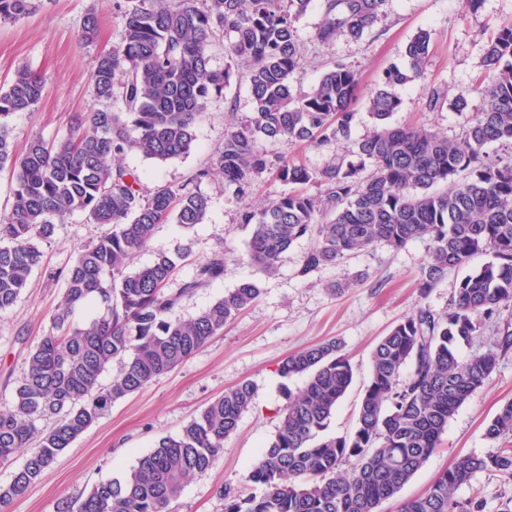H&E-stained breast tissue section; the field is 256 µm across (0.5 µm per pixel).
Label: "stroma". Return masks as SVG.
Here are the masks:
<instances>
[{"label": "stroma", "mask_w": 512, "mask_h": 512, "mask_svg": "<svg viewBox=\"0 0 512 512\" xmlns=\"http://www.w3.org/2000/svg\"><path fill=\"white\" fill-rule=\"evenodd\" d=\"M322 5V0H315L297 23L301 60L290 78L294 90L309 92L337 64L358 73L364 90H371L386 68L406 65L407 44L426 29L431 42L425 75L397 87L402 104L390 122L421 126L451 139L462 133L471 113L483 105L477 81L485 46L502 26L512 23V0H480L473 13L466 11L464 0H383L376 21L361 37L340 35L324 45L315 38ZM90 14L99 20L100 35L96 43L85 45L79 35ZM122 33L117 0H40L29 16L0 24V85L8 83L21 65L41 74L45 83L38 110L15 113L10 120L16 150H23L36 137L60 140L71 116L94 106L93 60L99 51L118 46ZM436 91L465 93L466 110L450 108L444 101L430 106ZM253 110L244 75L234 76L223 93L210 96L188 155L158 165L130 154L124 162L141 173L144 186L183 183L210 164L224 145L226 128ZM354 112L346 139L321 146L262 139L258 145L269 157L288 155L310 169H325L346 160L351 143L373 130L365 101H358ZM201 190L211 198L206 222L191 228L161 225L149 246L135 256L131 270L151 264L160 252L189 249L188 262L193 265L220 249L225 258L223 278L185 297L175 317L191 318L226 291L255 277L260 280L259 298L190 359L113 405L60 454L37 483L14 498L6 512H57L61 499L87 494L96 484L121 477L160 438L178 433L225 389L247 380L256 386L252 406L241 416L214 466L190 479L173 505L174 512H224L225 488L244 495L257 493L249 479L251 466L277 431L286 391H299L305 384L301 376H280L277 368L283 358L330 338L342 341L354 378L328 432L349 434L368 382L371 351L379 338L422 305L445 310L459 280L486 261L485 256H475L467 269L449 272L424 297L418 279L429 241L416 240L397 251L385 247L362 251L304 275L302 256L310 246L304 239L284 255L274 275L260 278L246 257L250 229L242 224L241 215L279 197L285 185L265 177L243 200L225 191L219 178L204 181ZM103 231L102 225L88 223L77 212L57 226L50 240L41 242L42 266L32 274L17 305L0 313V409L11 405L15 383L26 368V353L38 342L62 299L59 271ZM348 279L353 282L349 288L344 285ZM510 400L512 352L500 358L485 385L450 419L439 447L398 498L382 502L379 512H396L399 499L423 494L459 458L496 454L499 445L485 437V428ZM475 494L484 499L485 512H499L502 502L512 496V481L495 470L479 471L457 491L461 499Z\"/></svg>", "instance_id": "stroma-1"}]
</instances>
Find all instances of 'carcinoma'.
<instances>
[{
    "label": "carcinoma",
    "instance_id": "carcinoma-1",
    "mask_svg": "<svg viewBox=\"0 0 512 512\" xmlns=\"http://www.w3.org/2000/svg\"><path fill=\"white\" fill-rule=\"evenodd\" d=\"M36 2L0 0V23L25 17ZM312 2L123 0L122 41L93 62L98 106L76 115L64 138H34L21 154L14 151L9 119L36 110L43 79L21 67L0 87V171H10L13 196L11 212L0 222V313L17 304L42 263L39 243L56 225L82 212L92 224L112 226L60 273L63 300L27 353L11 406L0 410V463L26 453L11 482L0 486L1 507L36 483L112 404L192 357L260 295L258 281L246 280L195 317L174 319L183 297L223 278L224 250L180 281L176 273L185 252L160 253L150 265L128 271L159 225L205 222L211 200L199 185L214 172L239 199L268 175L288 185L326 186L323 196L291 190L257 211H244L247 259L265 276L276 273L284 254L303 238L311 241L303 275L355 252L399 250L427 239L429 258L418 282L426 297L449 271L478 254L490 256L462 278L448 311L422 306L376 344L350 434H327L353 381L343 343L330 339L285 357L281 376L304 375L305 386L287 397L277 432L250 471L262 494L244 497L227 488L224 512H378L426 463L449 420L512 350L506 324L484 350L466 360L457 355L460 344L483 335L512 305V159H494L487 151L496 143L512 145V24L486 46L484 106L460 137L387 123L401 105L395 89L425 74L431 34L422 29L406 47L408 68H387L368 93L376 128L355 143L358 162L315 171L288 157L272 161L258 146L260 137L329 143L354 119L352 105L362 94L356 72L331 68L305 94L290 85L299 66L295 22ZM381 2L324 0L317 40L329 45L341 34L362 36ZM216 30L229 38L233 65L247 67L254 112L225 130L224 148L211 167L181 185L161 183L146 192L123 157L134 152L165 163L190 153L206 100L222 93L233 76L232 65H210ZM118 83L123 112L112 108ZM367 164L371 173L359 177ZM440 184L448 189L434 190ZM87 305L98 314L74 323V312ZM114 361L119 372L103 387L100 378ZM254 396L247 381L224 391L122 477L62 500L58 512H166L185 482L222 455ZM50 419L52 427L39 428ZM485 437L502 443L497 454L462 457L423 495L401 501L399 512H485L480 496L460 500L457 491L489 468L512 480V401L488 423Z\"/></svg>",
    "mask_w": 512,
    "mask_h": 512
}]
</instances>
